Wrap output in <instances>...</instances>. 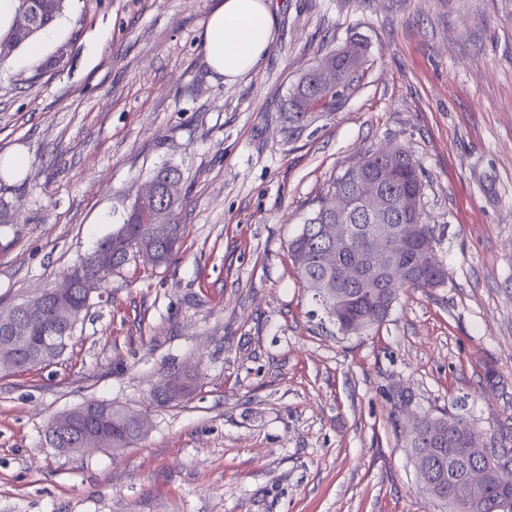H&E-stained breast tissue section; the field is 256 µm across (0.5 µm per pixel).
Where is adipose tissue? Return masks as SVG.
<instances>
[{
  "mask_svg": "<svg viewBox=\"0 0 512 512\" xmlns=\"http://www.w3.org/2000/svg\"><path fill=\"white\" fill-rule=\"evenodd\" d=\"M275 37L270 0H219L199 34L210 71L233 83L250 73Z\"/></svg>",
  "mask_w": 512,
  "mask_h": 512,
  "instance_id": "1",
  "label": "adipose tissue"
}]
</instances>
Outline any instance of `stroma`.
Here are the masks:
<instances>
[{"instance_id": "1", "label": "stroma", "mask_w": 512, "mask_h": 512, "mask_svg": "<svg viewBox=\"0 0 512 512\" xmlns=\"http://www.w3.org/2000/svg\"><path fill=\"white\" fill-rule=\"evenodd\" d=\"M215 2L67 0L52 42L0 65V156L29 158L0 180L16 209L0 309L59 283L155 168L187 191L168 265L114 271L58 356L0 373V512H440L402 439L411 416L512 418V0H273L275 39L231 85L197 44ZM357 38V80L289 130L291 89ZM383 148L421 167L448 280L346 338L288 244ZM185 366L191 393L153 405ZM91 401L144 413L145 434L117 453L47 441ZM29 167V158L23 152H14L7 154L0 159V175L5 179L22 177L27 173Z\"/></svg>"}]
</instances>
